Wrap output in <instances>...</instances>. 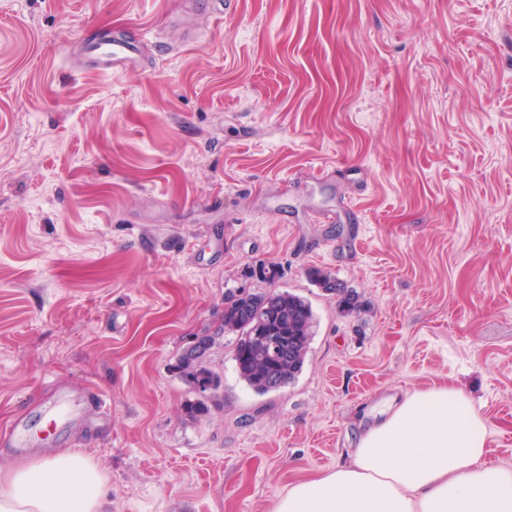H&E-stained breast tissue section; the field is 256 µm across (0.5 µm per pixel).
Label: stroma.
I'll return each instance as SVG.
<instances>
[{
    "instance_id": "35a3bbf8",
    "label": "stroma",
    "mask_w": 512,
    "mask_h": 512,
    "mask_svg": "<svg viewBox=\"0 0 512 512\" xmlns=\"http://www.w3.org/2000/svg\"><path fill=\"white\" fill-rule=\"evenodd\" d=\"M222 2L0 0V469L73 448L106 512H272L436 384L512 465V0ZM106 32L139 67H93ZM260 261L312 303L304 368L261 396L222 348L187 419L172 366ZM308 277L313 285L331 295H336V311L339 315L349 316L361 311L362 303L359 301V295L337 281L330 270L314 267L309 270ZM71 407L70 396L64 392L59 393L55 399L49 403L42 422L51 428L54 433L58 432L64 425L62 415Z\"/></svg>"
}]
</instances>
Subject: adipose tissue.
<instances>
[{
    "label": "adipose tissue",
    "mask_w": 512,
    "mask_h": 512,
    "mask_svg": "<svg viewBox=\"0 0 512 512\" xmlns=\"http://www.w3.org/2000/svg\"><path fill=\"white\" fill-rule=\"evenodd\" d=\"M350 461L291 483L273 512H512L473 401L442 384L381 400ZM106 475L65 450L0 469V512H102Z\"/></svg>",
    "instance_id": "ef3b65f1"
}]
</instances>
